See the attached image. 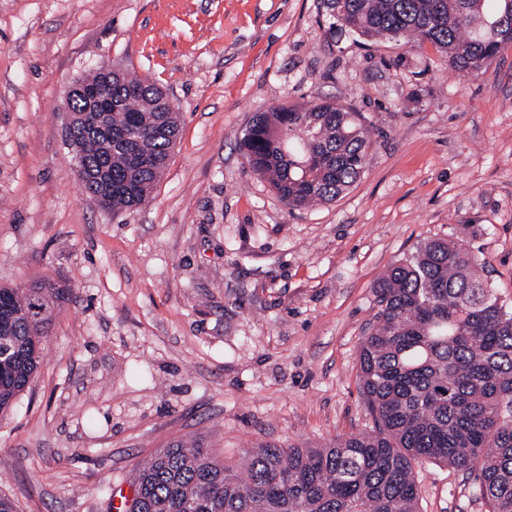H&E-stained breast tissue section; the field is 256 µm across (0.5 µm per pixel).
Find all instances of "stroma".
I'll return each instance as SVG.
<instances>
[{
	"label": "stroma",
	"instance_id": "obj_1",
	"mask_svg": "<svg viewBox=\"0 0 512 512\" xmlns=\"http://www.w3.org/2000/svg\"><path fill=\"white\" fill-rule=\"evenodd\" d=\"M106 63L153 80L181 132L150 203L90 207L64 90ZM332 100L372 131L343 197L290 210L239 149L254 113ZM461 239L512 303V43L465 75L431 44L365 41L321 0H0V286L72 296L0 413L17 512H113L155 449L226 463L367 430L358 350L374 284ZM419 512H487L469 471L416 465Z\"/></svg>",
	"mask_w": 512,
	"mask_h": 512
}]
</instances>
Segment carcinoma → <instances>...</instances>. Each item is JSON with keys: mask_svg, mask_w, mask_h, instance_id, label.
Here are the masks:
<instances>
[{"mask_svg": "<svg viewBox=\"0 0 512 512\" xmlns=\"http://www.w3.org/2000/svg\"><path fill=\"white\" fill-rule=\"evenodd\" d=\"M359 38L430 43L471 74L512 41V0H322ZM112 113L75 142L87 200L114 213L147 204L180 131L179 111L146 78H112ZM371 130L328 101L255 113L241 149L291 210L330 203L361 177ZM460 241L431 238L375 285L377 323L359 350L370 430L321 448L263 446L228 465L199 445L159 448L135 474L130 512H418L414 466L477 471L475 499L512 512V305ZM71 289L51 278L0 286V412L42 362Z\"/></svg>", "mask_w": 512, "mask_h": 512, "instance_id": "obj_1", "label": "carcinoma"}]
</instances>
